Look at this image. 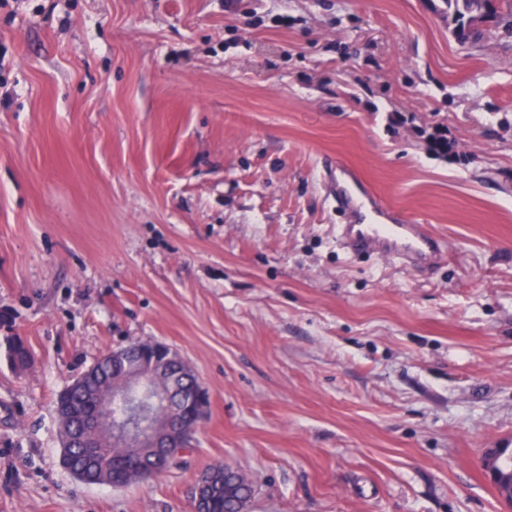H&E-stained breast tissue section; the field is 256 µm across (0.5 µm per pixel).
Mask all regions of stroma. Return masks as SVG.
<instances>
[{
	"label": "stroma",
	"mask_w": 512,
	"mask_h": 512,
	"mask_svg": "<svg viewBox=\"0 0 512 512\" xmlns=\"http://www.w3.org/2000/svg\"><path fill=\"white\" fill-rule=\"evenodd\" d=\"M454 27L444 0L0 6V512H192L217 461L249 512H505L481 457L512 448V21ZM336 163L446 259L343 248ZM140 339L207 415L182 469L85 484L54 402Z\"/></svg>",
	"instance_id": "1"
}]
</instances>
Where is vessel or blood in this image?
Wrapping results in <instances>:
<instances>
[{
	"label": "vessel or blood",
	"mask_w": 512,
	"mask_h": 512,
	"mask_svg": "<svg viewBox=\"0 0 512 512\" xmlns=\"http://www.w3.org/2000/svg\"><path fill=\"white\" fill-rule=\"evenodd\" d=\"M331 196L337 212L345 219L341 238L351 252L367 251L424 267L434 264L448 250L446 241L423 225L398 220L358 175L346 174L337 179Z\"/></svg>",
	"instance_id": "vessel-or-blood-1"
}]
</instances>
